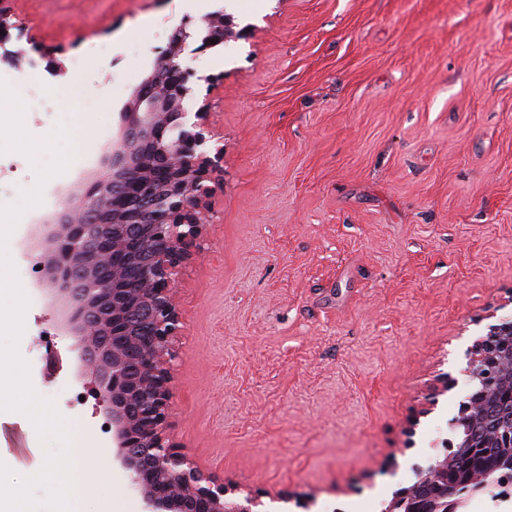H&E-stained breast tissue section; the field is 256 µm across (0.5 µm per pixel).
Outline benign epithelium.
Returning <instances> with one entry per match:
<instances>
[{
  "label": "benign epithelium",
  "instance_id": "1",
  "mask_svg": "<svg viewBox=\"0 0 512 512\" xmlns=\"http://www.w3.org/2000/svg\"><path fill=\"white\" fill-rule=\"evenodd\" d=\"M0 0L3 57L11 30L22 25ZM203 31L186 19L169 36L157 64L121 112V128L102 169L71 195L32 260L40 284L63 306L62 325L77 339L78 376L90 379L97 407L112 429L115 459L141 493L144 512H257L261 495L229 497L224 480L200 470L169 435L171 369L181 319L176 277L191 262L206 227V199L224 179V142L205 123L207 104L189 118L194 73L181 57L249 36L222 10ZM475 389L462 402L457 443L445 464L403 490L391 508L407 512H464L468 498L498 501L494 471L469 459L502 448L512 455V323L493 328L471 349ZM180 487L184 494L171 492Z\"/></svg>",
  "mask_w": 512,
  "mask_h": 512
}]
</instances>
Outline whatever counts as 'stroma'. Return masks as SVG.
Listing matches in <instances>:
<instances>
[{
  "label": "stroma",
  "instance_id": "35a3bbf8",
  "mask_svg": "<svg viewBox=\"0 0 512 512\" xmlns=\"http://www.w3.org/2000/svg\"><path fill=\"white\" fill-rule=\"evenodd\" d=\"M30 37L0 81L80 167L49 179L7 252L29 300L18 351L75 446L97 448L118 512H143L80 380L60 306L35 283L37 225L99 170L120 113L183 18L224 10L248 38L186 58L188 111L224 135L202 256L179 276L171 434L267 512H369L456 439L468 351L512 322V0H12ZM60 51L66 72L47 70ZM37 182L0 153V205ZM438 403L428 415L427 398ZM46 453L0 412V464Z\"/></svg>",
  "mask_w": 512,
  "mask_h": 512
}]
</instances>
